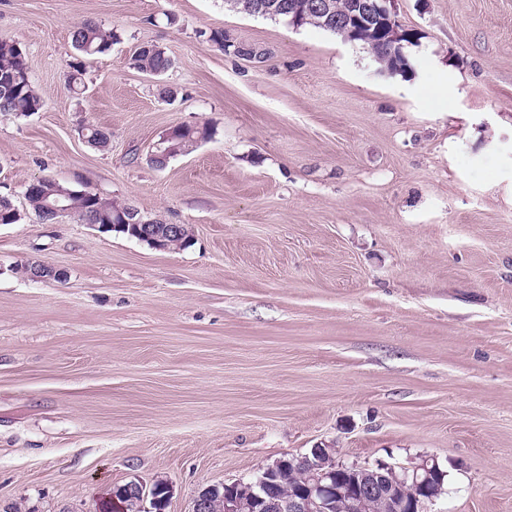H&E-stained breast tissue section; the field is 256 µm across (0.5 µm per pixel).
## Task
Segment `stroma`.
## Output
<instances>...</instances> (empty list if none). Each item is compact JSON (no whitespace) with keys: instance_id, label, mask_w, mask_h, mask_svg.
I'll return each mask as SVG.
<instances>
[{"instance_id":"stroma-1","label":"stroma","mask_w":512,"mask_h":512,"mask_svg":"<svg viewBox=\"0 0 512 512\" xmlns=\"http://www.w3.org/2000/svg\"><path fill=\"white\" fill-rule=\"evenodd\" d=\"M395 11L415 37L393 74L224 0H0V41L46 100L0 115V195L25 208L47 176L190 232L160 251L31 211L0 224V512H96L158 480L167 512H192L202 488L323 443L347 464L437 458L448 493L428 512H512V0ZM88 19L121 40L78 96ZM146 42L164 75L130 66ZM179 124L212 135L152 166ZM28 260L62 280L12 273ZM208 41L219 47L226 54H233L250 60L253 59L259 63L264 62L267 58L266 52L254 51L253 49L247 48V46L242 43L231 42L229 39L224 37V32L222 30L211 31L208 35Z\"/></svg>"}]
</instances>
